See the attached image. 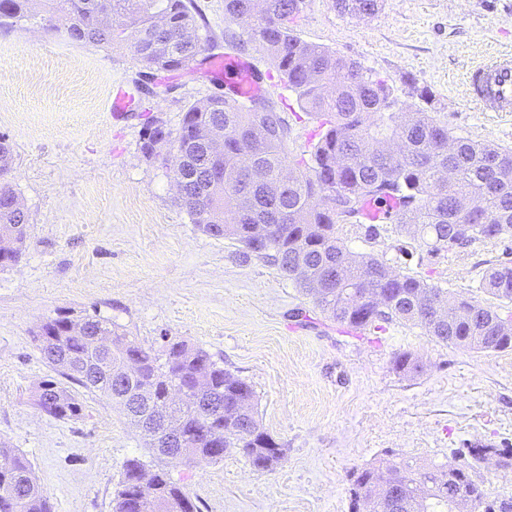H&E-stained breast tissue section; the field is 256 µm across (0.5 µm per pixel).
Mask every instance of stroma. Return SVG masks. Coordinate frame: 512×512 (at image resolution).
Returning <instances> with one entry per match:
<instances>
[{"instance_id": "35a3bbf8", "label": "stroma", "mask_w": 512, "mask_h": 512, "mask_svg": "<svg viewBox=\"0 0 512 512\" xmlns=\"http://www.w3.org/2000/svg\"><path fill=\"white\" fill-rule=\"evenodd\" d=\"M194 3L210 35L203 57L153 81L119 117L110 113L116 89L134 91L139 79L129 49L75 43L40 24L0 29V136L14 158L7 180L29 215L20 261L0 270V440L30 461L51 512H113L124 462L154 461L100 394L79 391L76 419L37 406L55 372L34 335L60 314L108 319L157 353L188 341L252 385L255 416L284 457L265 472L234 450L218 463L164 459L198 512H349L353 467L441 465L479 441L512 448V351H470L396 322L348 331L274 267L201 232L177 201L172 163L143 156L146 118L177 130L190 103L224 90L206 60L230 53L244 32L225 20L224 0ZM295 32L385 77L400 108L512 149V113L480 111L466 85L472 67L512 54V0H385L371 16L305 0ZM265 97L286 114L291 151L308 150L314 124L296 119L294 94L275 78ZM339 233L350 250L423 276L449 299H490L480 282L499 244L408 257L410 237L396 223L373 238L357 225ZM401 352L420 358V373L393 370Z\"/></svg>"}]
</instances>
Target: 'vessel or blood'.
Masks as SVG:
<instances>
[{"mask_svg":"<svg viewBox=\"0 0 512 512\" xmlns=\"http://www.w3.org/2000/svg\"><path fill=\"white\" fill-rule=\"evenodd\" d=\"M212 67L223 76L237 95L254 97L266 87L254 62L236 59H212ZM470 99L485 112H512V57L492 60L469 72Z\"/></svg>","mask_w":512,"mask_h":512,"instance_id":"1","label":"vessel or blood"}]
</instances>
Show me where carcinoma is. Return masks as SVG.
<instances>
[{
	"mask_svg": "<svg viewBox=\"0 0 512 512\" xmlns=\"http://www.w3.org/2000/svg\"><path fill=\"white\" fill-rule=\"evenodd\" d=\"M224 0V19L249 21L247 35L316 122L319 138L309 153L289 149L286 116L271 105L259 112L258 98L215 93L188 105L172 138V160L191 176L180 205L192 222L216 239L241 246L275 267L328 319L352 330L380 329L398 322L418 326L438 342L475 351L512 349V314L477 300L457 309L448 290L427 279L397 272L370 253L351 251L338 225L355 224L371 204L388 207L396 223L430 252H458L476 241L512 239V151L458 136L422 109L397 107L388 80L360 62L306 42L294 34L304 0ZM383 0H335L339 12L373 15ZM168 16L174 29L157 27ZM40 21L83 44L111 49L127 45L143 68L187 70L205 50L193 0H0V28ZM268 133L257 139L255 125ZM15 190L0 179V236L13 251L26 247L29 216L14 208ZM481 288L512 302V260L491 264ZM379 296L375 309L371 298ZM447 308V314L438 309ZM67 316L45 321L35 334L53 369L90 393L120 404L132 425L149 437L161 457L186 448L187 460L217 463L237 449L256 471L270 470L283 447L255 418V392L224 370L212 355L185 340L168 343L157 355L109 321L93 317L83 336L69 333ZM106 332L112 346L90 359L87 338ZM139 364L132 389L118 387L110 368ZM395 371L420 368L410 352L393 359ZM204 386L190 405H172L169 388ZM37 406L55 419L76 417L82 405L69 387L49 380L40 386ZM512 471V448L469 446V460L452 471L433 463H395L385 470L386 488L377 489L376 466L349 473L351 488L375 497V512H449L448 495L461 490L470 512H484L489 495L476 465L486 454ZM0 512H50L31 463L0 442ZM145 464L138 457L123 464L113 512H182L189 500L162 468L149 474L144 500L131 497L130 481Z\"/></svg>",
	"mask_w": 512,
	"mask_h": 512,
	"instance_id": "cac0c4a2",
	"label": "carcinoma"
}]
</instances>
